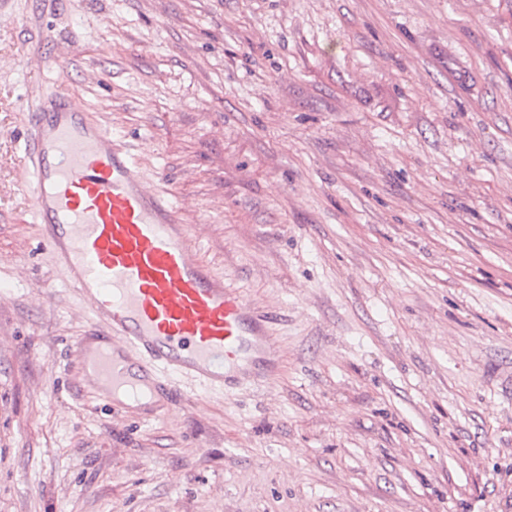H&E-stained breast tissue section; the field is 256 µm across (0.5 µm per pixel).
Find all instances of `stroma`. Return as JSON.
I'll return each mask as SVG.
<instances>
[{
	"label": "stroma",
	"instance_id": "35a3bbf8",
	"mask_svg": "<svg viewBox=\"0 0 512 512\" xmlns=\"http://www.w3.org/2000/svg\"><path fill=\"white\" fill-rule=\"evenodd\" d=\"M56 79L277 313L270 384L81 380L18 163ZM0 512H512V0H8Z\"/></svg>",
	"mask_w": 512,
	"mask_h": 512
}]
</instances>
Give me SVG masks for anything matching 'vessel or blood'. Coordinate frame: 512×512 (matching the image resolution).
Listing matches in <instances>:
<instances>
[{
    "instance_id": "1",
    "label": "vessel or blood",
    "mask_w": 512,
    "mask_h": 512,
    "mask_svg": "<svg viewBox=\"0 0 512 512\" xmlns=\"http://www.w3.org/2000/svg\"><path fill=\"white\" fill-rule=\"evenodd\" d=\"M43 87L19 158L41 241L95 324L76 344L81 373L112 399L160 417L175 380L225 391L279 370L273 315L204 261L166 193H155L108 128Z\"/></svg>"
}]
</instances>
